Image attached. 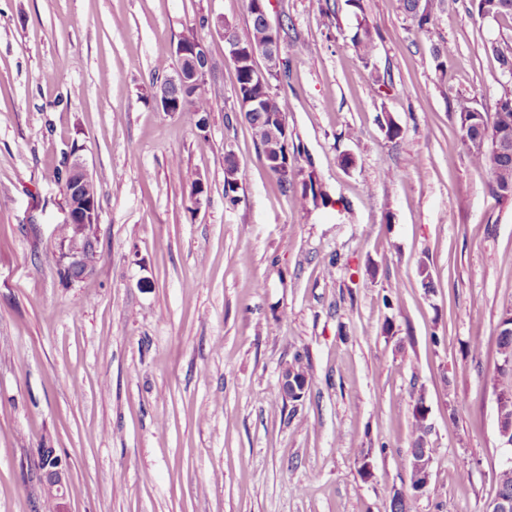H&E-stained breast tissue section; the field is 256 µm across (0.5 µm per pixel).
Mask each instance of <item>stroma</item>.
I'll return each mask as SVG.
<instances>
[{"mask_svg": "<svg viewBox=\"0 0 512 512\" xmlns=\"http://www.w3.org/2000/svg\"><path fill=\"white\" fill-rule=\"evenodd\" d=\"M363 6L268 2L298 43L273 86L290 161L327 194L300 206L237 116L223 38L198 24L246 34V0H0V512H47L44 448L66 465L67 512H386L409 488L419 398L436 453L411 512H485L512 455L494 384L512 202L453 112L512 92L495 53L512 19L444 0L421 28L400 0ZM362 17L369 62L350 47ZM190 34L211 62L203 129L154 97ZM66 159L99 185L96 264L70 284ZM298 359L309 384L291 400ZM235 171H239V165L233 152L224 154V198L232 205H235L239 199L234 195L238 189V179L233 178ZM307 384L306 376L296 371L294 366H289L282 372L280 387L288 398L301 397Z\"/></svg>", "mask_w": 512, "mask_h": 512, "instance_id": "obj_1", "label": "stroma"}]
</instances>
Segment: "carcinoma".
I'll list each match as a JSON object with an SVG mask.
<instances>
[{
	"label": "carcinoma",
	"mask_w": 512,
	"mask_h": 512,
	"mask_svg": "<svg viewBox=\"0 0 512 512\" xmlns=\"http://www.w3.org/2000/svg\"><path fill=\"white\" fill-rule=\"evenodd\" d=\"M477 10L481 16L512 17V0H475ZM442 0H401L404 13L422 28L430 23L435 10ZM250 15V30L240 41L247 48L253 43H262L274 37L281 40L280 31L269 28L262 15L257 13L256 0H248ZM351 47L363 60H370L375 51V41L366 18H361L357 30L351 37ZM256 67L252 61L240 67H235L237 79V94L244 96L250 94L264 98L267 111L288 112L284 100L272 95L271 87L251 82L250 72ZM211 110L210 101L206 96L205 87L200 86L189 94L182 105L181 111L192 116L208 113ZM244 118L252 131L253 137L259 143L261 156L268 169L276 177L280 188L285 191H295L298 171L285 165L273 166L269 158L272 152L278 151L281 160H286L289 154L287 138L276 143L270 142L269 135L262 122L263 114L260 112H246ZM455 125L462 142L467 146L471 161L476 169L488 173L491 177L489 184L492 195L499 201H512V149L504 151L496 149V140L502 132H512V94H504L488 112L477 107L469 99L457 101L454 112ZM239 170L238 162L231 151L224 154V198L232 205L238 202L236 192L238 179L233 177ZM512 326V307L504 310L497 338V353L500 363L496 366L498 398L512 404V335L508 334ZM425 411L423 398L416 400L414 408V421L412 424V448H422L421 441L424 431L419 423V416Z\"/></svg>",
	"instance_id": "obj_1"
}]
</instances>
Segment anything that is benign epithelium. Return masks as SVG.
<instances>
[{"instance_id":"1","label":"benign epithelium","mask_w":512,"mask_h":512,"mask_svg":"<svg viewBox=\"0 0 512 512\" xmlns=\"http://www.w3.org/2000/svg\"><path fill=\"white\" fill-rule=\"evenodd\" d=\"M211 26L224 38V44L232 63H239L240 45L234 36V25L224 17H218ZM176 54L179 65L176 72L168 79V83L158 93L161 107L168 112L180 109V99L186 90L197 87L207 80L210 71V57L206 44L197 39L181 42L177 45ZM250 57L262 58L266 61V69L256 72V78L264 82L269 80V73L276 72L281 59V45L277 42L256 44L249 49ZM65 223L70 225L72 232L66 240L62 263L68 268L81 270L85 268V256L94 245V238L89 232L90 227L98 223V208L73 201L67 208ZM280 387L290 398L300 397L306 390L307 378L292 366L287 367L281 375ZM433 459L422 455L413 461L415 481L419 489L427 488L431 483ZM43 488L46 498L56 502L58 512H65L63 500L67 483V469L55 455H45L42 468Z\"/></svg>"}]
</instances>
